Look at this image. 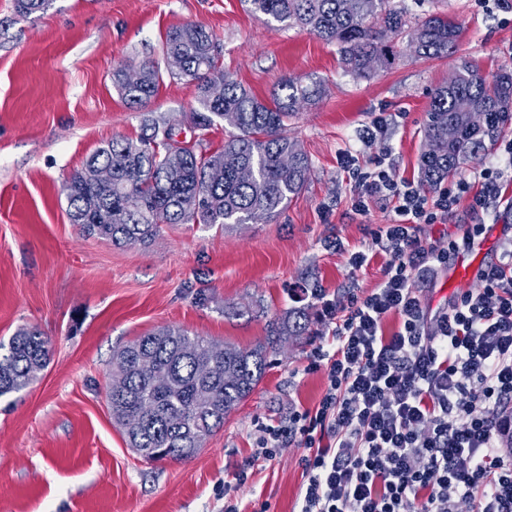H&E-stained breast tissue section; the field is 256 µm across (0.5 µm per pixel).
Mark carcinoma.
Returning <instances> with one entry per match:
<instances>
[{"mask_svg": "<svg viewBox=\"0 0 512 512\" xmlns=\"http://www.w3.org/2000/svg\"><path fill=\"white\" fill-rule=\"evenodd\" d=\"M251 11L270 22L308 30L336 45L347 74L373 77L380 66L404 55L388 45V34L407 37L417 57L454 54L460 26L444 12L411 20L392 0H248ZM53 0H16L20 16L44 14ZM168 73L195 87L191 122L198 140L179 147L174 127L163 117L144 119L137 139L100 147L65 183L71 223L87 236L115 246L145 244L164 224H205L220 228L278 217L301 193L311 161L285 133V122L320 97L313 78L286 79L271 101L262 103L218 68L216 36L200 24L171 27L162 43ZM162 72L144 61L135 74H114L122 98L144 106L158 91ZM467 108H462L461 103ZM483 115L475 126L471 113ZM222 122L232 128L224 145L203 147ZM457 137L448 141V126ZM512 125V71L488 78L466 59L451 81L431 96L424 126L420 182L436 187L481 157L487 144ZM307 308H294L271 323L272 337L307 335ZM51 344L36 328L22 327L0 341V398L32 384L49 361ZM263 344L212 350L206 337L164 327L142 336L112 358L110 375L122 387L109 389L112 418L129 447L151 460L194 456L224 418L254 390L268 365Z\"/></svg>", "mask_w": 512, "mask_h": 512, "instance_id": "1", "label": "carcinoma"}]
</instances>
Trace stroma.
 Instances as JSON below:
<instances>
[{"label":"stroma","instance_id":"obj_1","mask_svg":"<svg viewBox=\"0 0 512 512\" xmlns=\"http://www.w3.org/2000/svg\"><path fill=\"white\" fill-rule=\"evenodd\" d=\"M404 2L414 15L448 12L462 28L457 55H407L358 81L335 46L265 22L244 0H54L36 20L0 0V341L34 327L53 345L38 379L0 399V512H224L228 497L240 512H299L306 448L292 443L245 462L259 426L287 424L320 401L326 377L308 364L316 346L331 347V324L314 317L309 335L269 345L272 363L255 390L183 461L148 462L128 447L108 405L112 356L166 326L217 344H269L270 320L298 305L293 286L342 299L381 282L388 254L357 270L349 258L371 250L370 231L388 222L393 204L371 199L357 214L340 155L351 152L363 168L382 158L395 179H418L433 90L463 58L486 75L512 68V9L502 0ZM185 23L215 34L221 68L261 102L284 78L322 80L321 96L287 127L312 162L311 179L268 223L230 232L168 224L146 246L86 236L69 220L65 179L108 141L137 137L145 116L184 120L194 105L193 86L167 75L146 108H131L112 74L161 60L167 29ZM379 115L385 133L361 143L360 129ZM470 203L461 196L448 222L424 227L422 239L440 244L479 221L512 225V185L482 214ZM336 238L344 250L326 249Z\"/></svg>","mask_w":512,"mask_h":512}]
</instances>
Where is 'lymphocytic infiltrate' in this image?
<instances>
[{"mask_svg":"<svg viewBox=\"0 0 512 512\" xmlns=\"http://www.w3.org/2000/svg\"><path fill=\"white\" fill-rule=\"evenodd\" d=\"M342 161L357 183V213L367 199L394 200L389 223L371 232L392 259L368 294L341 301L306 289L333 326L334 350L315 347L309 364L325 370L327 389L315 410L260 426L254 456L272 459L292 441L308 448L300 512H458L464 499L474 512H512V452L500 443L502 422L512 420V236L479 267V289L446 307L430 310L414 286L486 230L469 224L438 246L423 244V225L444 220L465 194L472 212L485 210L511 177L494 168L480 190L462 179L427 191L395 180L383 161L365 171L351 155ZM391 315L400 328L388 336Z\"/></svg>","mask_w":512,"mask_h":512,"instance_id":"f902f5d3","label":"lymphocytic infiltrate"}]
</instances>
